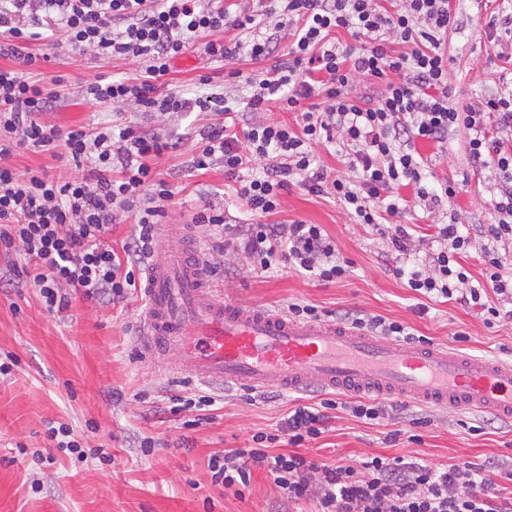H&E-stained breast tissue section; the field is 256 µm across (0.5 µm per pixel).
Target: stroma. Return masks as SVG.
<instances>
[{
	"label": "stroma",
	"mask_w": 512,
	"mask_h": 512,
	"mask_svg": "<svg viewBox=\"0 0 512 512\" xmlns=\"http://www.w3.org/2000/svg\"><path fill=\"white\" fill-rule=\"evenodd\" d=\"M455 22L448 28V96L466 106L512 92V63L488 25L490 18L512 13V0H453ZM273 38V52L252 61L240 54L231 62L216 61L205 52L210 35H201L176 58L171 72L174 91L199 93V74L222 80L234 110L245 107V83L224 79L230 69L243 74L273 70L287 52L285 32ZM139 65L115 58L102 61L68 48L57 51L49 64L24 70L26 77L49 82L65 78V94L51 114L62 130L85 125H118L135 120L133 106L91 105L79 89L85 81L102 76H134ZM206 116L184 112L149 120L155 133L178 140L177 149L157 161V169L177 192L179 203L169 205L168 224L192 225L196 205L206 202L224 211L227 223L248 224L252 215L237 196L238 181L225 178L222 166L196 170L193 131L206 124ZM469 134L450 132L447 142H416L431 184L459 183L454 199L433 213L422 207L407 210L401 221L413 225L417 235H430L435 225L457 219L468 228L491 221L498 197L489 170L472 163L467 151ZM321 225L335 242L340 257L349 261V275L322 282L286 267L255 270L244 254L231 255L230 273L221 277L225 298L283 314L288 303L303 301L320 310H349L380 315L402 322L415 334L429 337L459 353L512 363V321L487 326L480 308H468L442 298L429 299L407 288L395 272L390 243L392 225L354 223L341 202L332 196H314L298 185L284 191L280 208L265 216L268 224L293 221ZM142 309L133 294L108 306L74 296L68 311L44 309L38 289L29 283L0 288V357L13 355L10 379L0 382V512H270L277 496L265 472L253 474L250 493L212 484L207 467L211 454L246 446L257 432L279 427L289 410L317 399V392H274L267 402L246 399L241 388L223 390L224 407L211 423L183 428L170 415L149 413L137 396L152 400L180 393V376L164 373L140 361L136 328ZM66 422L95 449L107 444L112 458L78 462L53 448L46 437L47 422ZM420 435L417 443L408 442ZM153 438L151 448L141 447ZM308 456L331 462L360 459L373 454L415 457L436 465L494 460L512 464V425L488 421L476 412H458L433 405L406 402L399 418L368 423L344 409L331 413L318 444Z\"/></svg>",
	"instance_id": "1"
}]
</instances>
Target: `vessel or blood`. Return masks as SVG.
<instances>
[{"label":"vessel or blood","mask_w":512,"mask_h":512,"mask_svg":"<svg viewBox=\"0 0 512 512\" xmlns=\"http://www.w3.org/2000/svg\"><path fill=\"white\" fill-rule=\"evenodd\" d=\"M142 275L143 362L208 386L396 397L512 417V364L300 322L225 300L189 230L162 226Z\"/></svg>","instance_id":"1"}]
</instances>
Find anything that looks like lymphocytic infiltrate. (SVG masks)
I'll list each match as a JSON object with an SVG mask.
<instances>
[{"mask_svg": "<svg viewBox=\"0 0 512 512\" xmlns=\"http://www.w3.org/2000/svg\"><path fill=\"white\" fill-rule=\"evenodd\" d=\"M269 14L288 31V60L273 73L256 72L245 80L246 104L255 119L235 131L224 117L232 108L220 93L187 97L171 91L172 61L199 35L210 34L209 56L235 60L247 49L261 61L271 51L267 38L247 46L215 41L226 27L249 30L254 14L229 17L223 0H0V255L15 257V277L39 290L48 311H67L73 294L100 304L126 298L136 274L155 255L157 226L175 193L158 178L155 159L174 149L173 141L141 126L112 125L62 131L46 117L60 95L62 77L50 84L25 79L21 69L38 57L24 44L45 41L54 47L92 51L97 58L123 57L141 66L136 78L85 82L83 101L130 103L136 111L166 115L204 112L212 122L194 132L199 170L222 164L225 176L261 164L258 176L244 181L237 195L256 223L246 225L242 249L255 269L280 263L320 281L344 278L348 261L320 225L295 221L264 223L277 210L290 184L308 193L331 195L343 203L355 223L378 225L382 216L402 214L408 205L426 209L456 197L460 186H428L411 146L415 141L443 142L450 131L469 133L473 162L491 167L499 198L492 221L478 236L461 233L458 224H442L431 262L411 270L397 268L411 290L480 307L486 324L512 320V93L465 108L448 98V56L444 39L453 18V0H402L393 11L379 0H268ZM344 30L360 48L340 46L332 33ZM410 45L411 53L387 46L386 36ZM383 86L377 99L355 95L357 78ZM300 111L298 128L259 120L270 101ZM354 146L358 180L315 167L313 149L325 140ZM64 148L76 174L56 178L45 169L17 174L8 159L16 148L51 152ZM412 187L413 199L399 194ZM134 212L135 233L121 248L109 235L122 214ZM484 255L485 280L473 283L459 260L473 244ZM496 295L489 303L488 295ZM340 323L428 344L409 326L385 317L337 313ZM338 401L323 399L290 411L279 432H257L242 448L211 454L213 484L243 495L253 470L266 472L278 497L272 512H291L312 500L315 512H512V497L501 496L484 467L470 463L434 467L383 455L353 463H319L302 454L321 438ZM286 442L290 450L273 452Z\"/></svg>", "mask_w": 512, "mask_h": 512, "instance_id": "1", "label": "lymphocytic infiltrate"}]
</instances>
